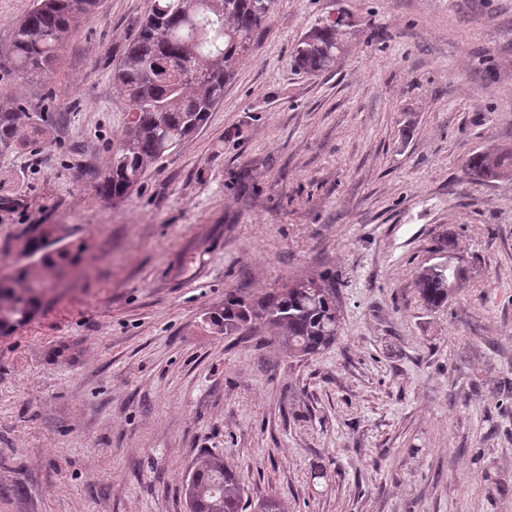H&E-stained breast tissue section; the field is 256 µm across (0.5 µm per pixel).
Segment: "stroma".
<instances>
[{
    "label": "stroma",
    "mask_w": 512,
    "mask_h": 512,
    "mask_svg": "<svg viewBox=\"0 0 512 512\" xmlns=\"http://www.w3.org/2000/svg\"><path fill=\"white\" fill-rule=\"evenodd\" d=\"M32 3L0 0V106L52 92L67 119L0 150V275L42 283L0 326V512H187L205 449L283 512H512V180L466 171L512 147V0H274L206 123L116 203L95 190L128 124L112 71L151 0H99L18 78ZM337 14L339 67L295 71ZM448 244L464 275L432 310L416 276ZM323 275L340 327L317 356L210 323ZM247 310L248 304L241 297L232 293L227 294L224 300V313L218 318L213 317L212 324L219 328V331H224V335H233L241 326L253 320L247 318Z\"/></svg>",
    "instance_id": "stroma-1"
}]
</instances>
